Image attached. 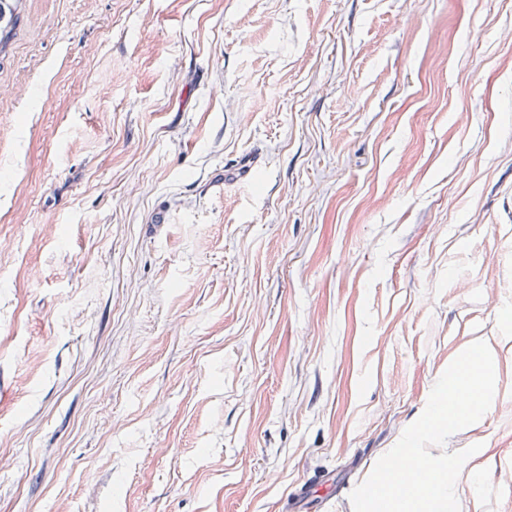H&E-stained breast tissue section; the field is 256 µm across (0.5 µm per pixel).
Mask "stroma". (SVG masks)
<instances>
[{
  "label": "stroma",
  "instance_id": "35a3bbf8",
  "mask_svg": "<svg viewBox=\"0 0 512 512\" xmlns=\"http://www.w3.org/2000/svg\"><path fill=\"white\" fill-rule=\"evenodd\" d=\"M5 20L0 512H286L478 340L493 402L431 453L480 444L460 512H512V0Z\"/></svg>",
  "mask_w": 512,
  "mask_h": 512
}]
</instances>
